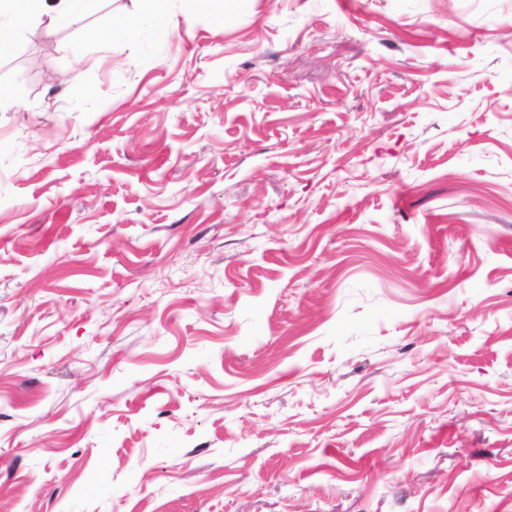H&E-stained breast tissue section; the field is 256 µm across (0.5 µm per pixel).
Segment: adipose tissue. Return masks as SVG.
<instances>
[{"label":"adipose tissue","instance_id":"adipose-tissue-1","mask_svg":"<svg viewBox=\"0 0 512 512\" xmlns=\"http://www.w3.org/2000/svg\"><path fill=\"white\" fill-rule=\"evenodd\" d=\"M99 0H0V55L13 47L15 32L31 20L77 23L94 13Z\"/></svg>","mask_w":512,"mask_h":512}]
</instances>
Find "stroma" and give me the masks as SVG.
<instances>
[{"instance_id":"obj_1","label":"stroma","mask_w":512,"mask_h":512,"mask_svg":"<svg viewBox=\"0 0 512 512\" xmlns=\"http://www.w3.org/2000/svg\"><path fill=\"white\" fill-rule=\"evenodd\" d=\"M133 8L0 57V512H512V0Z\"/></svg>"}]
</instances>
